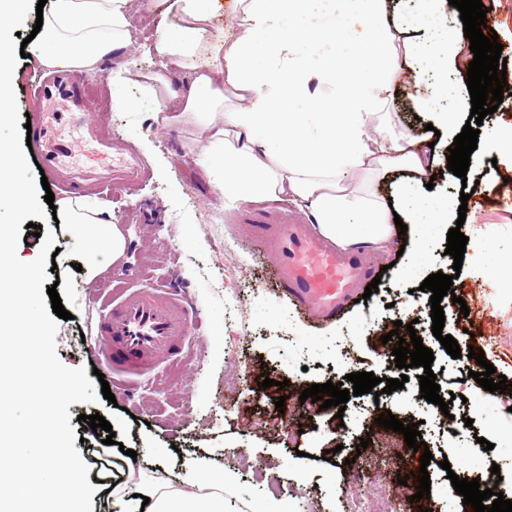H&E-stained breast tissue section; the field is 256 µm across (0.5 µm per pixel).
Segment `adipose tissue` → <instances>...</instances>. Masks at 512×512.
I'll list each match as a JSON object with an SVG mask.
<instances>
[{
  "mask_svg": "<svg viewBox=\"0 0 512 512\" xmlns=\"http://www.w3.org/2000/svg\"><path fill=\"white\" fill-rule=\"evenodd\" d=\"M419 2L418 21L434 33L425 45L399 38L388 0H233L235 24L221 32L213 28L214 0H146L156 34L143 50L158 68H118L109 79L152 93L156 125H168L169 105L178 104L180 119L217 154L215 188L225 204L285 198L338 246H379L393 237L396 213L369 184L432 171L410 133L388 121L400 62H421L402 81L424 112L449 93L447 82L430 83L428 72L469 65L456 34L441 24L448 0ZM134 7L135 0H50L30 52L47 69L99 72L129 48ZM183 74L186 91L176 82ZM432 114L448 137L458 135L454 113ZM405 198L399 214L409 224L449 223L446 201L410 192ZM57 211L86 244V279L123 260L126 237L111 210L63 198ZM233 481V473L206 470L187 475L180 489L144 478L133 461L112 497L146 496V512H224V489Z\"/></svg>",
  "mask_w": 512,
  "mask_h": 512,
  "instance_id": "obj_1",
  "label": "adipose tissue"
}]
</instances>
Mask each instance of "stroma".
Masks as SVG:
<instances>
[{
    "mask_svg": "<svg viewBox=\"0 0 512 512\" xmlns=\"http://www.w3.org/2000/svg\"><path fill=\"white\" fill-rule=\"evenodd\" d=\"M103 134L120 140L124 150L142 160L139 180L117 188L90 183L85 195L112 207L126 239L124 260L94 281L77 272L86 259L81 237L72 225L47 220L59 250L55 258L57 291L70 319L61 321L56 353L69 367H101L97 326L111 292L132 276L145 284H173L191 303L200 337L182 358L166 367L152 384L131 397L123 384L111 383L113 400L74 403L68 408L78 440L76 448L89 465L87 480L94 487L92 512H106L107 492L127 479L128 451H136L146 477L161 474L179 483L192 470H230L233 486L224 490V512H258L271 499L284 498L289 512H354L363 503L366 512L389 504L392 512H422L427 501L441 512H469L454 500L448 472L472 478L482 465L498 459L512 470V395L488 397L470 378L469 363L437 353L431 369L444 391L453 392L450 412L454 430L440 424L437 413L410 408L416 379L403 389L374 397H350L345 411L320 409L300 401L314 384L342 382L351 371L386 376L379 353L381 338L395 321L414 324L418 336L429 338L420 286L424 276L437 272L452 276L454 295L444 298V333L458 344L474 348L491 345L490 359L497 374L512 381V294L487 274L489 253L512 250V172L493 166L483 146L501 126L512 124V98L504 99L482 125L466 177L447 169V136L428 130V113L417 112L405 92H398L390 113L395 129H411L433 142L434 189L459 208L460 192L468 188L483 199L474 213L471 231L487 237L485 250H466L462 267L453 270L446 254L447 231L436 227L426 245L423 272L407 276L391 266L396 246L371 252L372 262L384 270L377 293L353 304L343 319L310 323L287 297L271 286L272 274L261 246L248 235L244 220L254 210L275 216L298 217L288 201L240 202L225 205L216 192L211 161L197 141L194 126L173 121L154 125L149 115L156 103L136 85H110L107 73H81ZM134 100L137 109L121 112L113 99ZM483 310L480 324L455 320L457 299ZM347 337L353 362L343 364L321 353L323 344ZM275 384L263 387L264 377ZM284 409H276L278 397ZM391 411L403 424L419 423L423 441L434 457H447L451 468H429V500H412L401 485L413 451L402 433L379 427L377 411ZM100 414L111 431L92 430L86 418ZM115 444H106L107 434ZM367 448H360L361 439ZM492 443L484 450L481 440ZM109 456V466L93 461L97 452Z\"/></svg>",
    "mask_w": 512,
    "mask_h": 512,
    "instance_id": "stroma-1",
    "label": "stroma"
}]
</instances>
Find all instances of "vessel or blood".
I'll return each mask as SVG.
<instances>
[{"label": "vessel or blood", "instance_id": "1", "mask_svg": "<svg viewBox=\"0 0 512 512\" xmlns=\"http://www.w3.org/2000/svg\"><path fill=\"white\" fill-rule=\"evenodd\" d=\"M40 89L52 109L33 113L31 144L51 182L65 183L71 194L87 188L86 179L69 168L72 145L56 135L63 123L85 127L98 143V157L89 171L99 180L117 185L141 177L143 168L135 157H110L109 142L88 125V93L74 70L53 72L42 80ZM248 226L251 236L265 247L274 288L312 318L333 320L342 315L377 274L362 249H337L296 219L275 221L267 212L257 211ZM198 332L191 311L177 295L156 287L127 288L110 303L99 326V348L112 371L146 376L173 363Z\"/></svg>", "mask_w": 512, "mask_h": 512}]
</instances>
